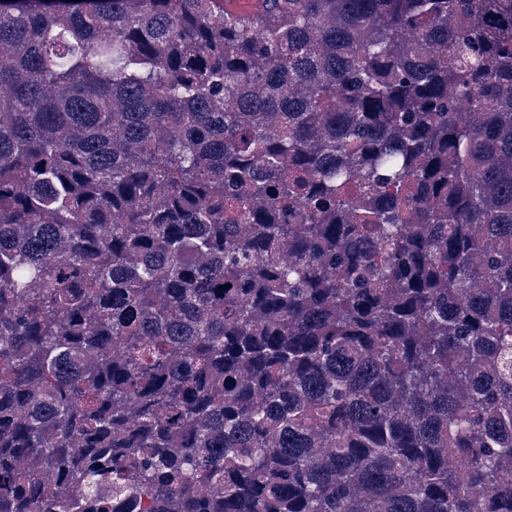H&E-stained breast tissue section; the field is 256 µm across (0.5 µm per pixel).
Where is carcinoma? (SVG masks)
<instances>
[{
	"label": "carcinoma",
	"mask_w": 512,
	"mask_h": 512,
	"mask_svg": "<svg viewBox=\"0 0 512 512\" xmlns=\"http://www.w3.org/2000/svg\"><path fill=\"white\" fill-rule=\"evenodd\" d=\"M127 505L512 512V0H0V512Z\"/></svg>",
	"instance_id": "1"
}]
</instances>
